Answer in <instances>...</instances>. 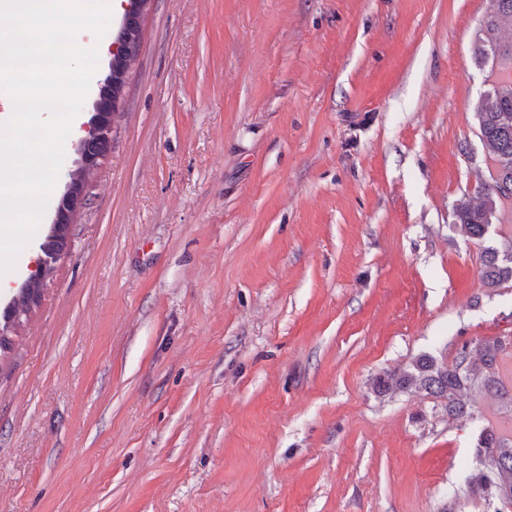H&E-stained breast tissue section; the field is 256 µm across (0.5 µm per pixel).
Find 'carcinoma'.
I'll return each instance as SVG.
<instances>
[{"instance_id":"cac0c4a2","label":"carcinoma","mask_w":512,"mask_h":512,"mask_svg":"<svg viewBox=\"0 0 512 512\" xmlns=\"http://www.w3.org/2000/svg\"><path fill=\"white\" fill-rule=\"evenodd\" d=\"M500 2L503 7L487 14L476 34L473 54L480 66L489 63L494 67L507 57L512 59V41L503 42V32L512 31V0ZM474 116L491 166L490 180L480 184L475 197L465 195L458 201L454 228L467 238L481 240L504 202L512 200V74L500 77L478 97ZM481 276L491 287L512 281V241L501 249H484ZM505 351L493 337L463 343L450 364L423 354L406 367L377 376L373 391L383 396L397 391L423 392L444 402L448 418L459 419L467 415L465 396L478 389L492 394L499 409L512 414V382L503 380L501 369ZM473 458L469 491L486 502L512 503V431L492 424L483 427Z\"/></svg>"}]
</instances>
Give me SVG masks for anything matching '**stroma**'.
<instances>
[{
	"label": "stroma",
	"instance_id": "stroma-1",
	"mask_svg": "<svg viewBox=\"0 0 512 512\" xmlns=\"http://www.w3.org/2000/svg\"><path fill=\"white\" fill-rule=\"evenodd\" d=\"M489 0H152L40 304L0 358V512H474L482 426L379 374L512 336L454 208Z\"/></svg>",
	"mask_w": 512,
	"mask_h": 512
}]
</instances>
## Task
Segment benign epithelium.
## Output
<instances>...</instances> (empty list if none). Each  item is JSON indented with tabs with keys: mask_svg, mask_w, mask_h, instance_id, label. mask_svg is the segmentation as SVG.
I'll list each match as a JSON object with an SVG mask.
<instances>
[{
	"mask_svg": "<svg viewBox=\"0 0 512 512\" xmlns=\"http://www.w3.org/2000/svg\"><path fill=\"white\" fill-rule=\"evenodd\" d=\"M152 0H124V13L119 29L112 35L109 73L100 84L92 103V116L84 126L83 135L75 144L77 171L70 175L59 204L54 210L51 232L60 228V223H69L75 211L81 209L89 197L90 185L86 184L78 172L98 171L112 151L115 117L120 112L123 88L133 61L141 44L143 18ZM41 257L33 273L22 287L35 279L44 278L62 257L68 254V244L48 250L40 248ZM30 309L18 307L8 302L0 321L13 325L27 318Z\"/></svg>",
	"mask_w": 512,
	"mask_h": 512,
	"instance_id": "1",
	"label": "benign epithelium"
}]
</instances>
